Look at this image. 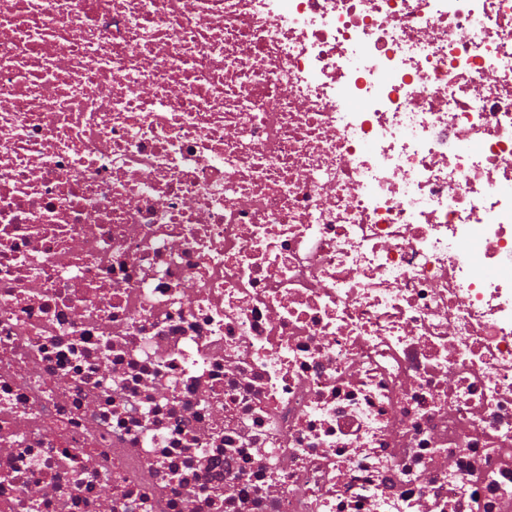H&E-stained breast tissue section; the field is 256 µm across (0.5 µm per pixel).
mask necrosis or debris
Returning <instances> with one entry per match:
<instances>
[{
    "mask_svg": "<svg viewBox=\"0 0 512 512\" xmlns=\"http://www.w3.org/2000/svg\"><path fill=\"white\" fill-rule=\"evenodd\" d=\"M512 0H0V512H512Z\"/></svg>",
    "mask_w": 512,
    "mask_h": 512,
    "instance_id": "1",
    "label": "necrosis or debris"
}]
</instances>
